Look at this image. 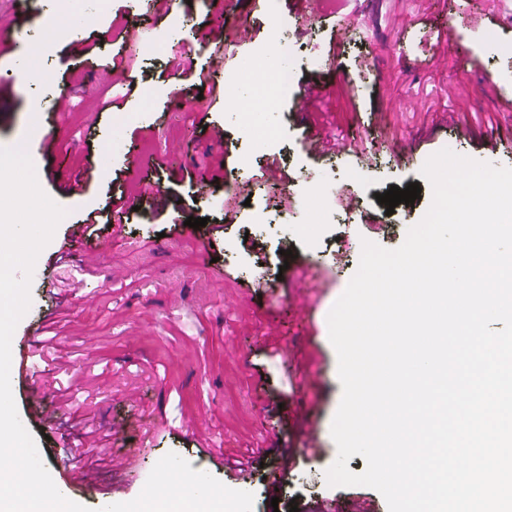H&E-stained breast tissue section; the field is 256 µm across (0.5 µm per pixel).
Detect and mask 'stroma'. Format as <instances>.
Masks as SVG:
<instances>
[{
  "instance_id": "35a3bbf8",
  "label": "stroma",
  "mask_w": 512,
  "mask_h": 512,
  "mask_svg": "<svg viewBox=\"0 0 512 512\" xmlns=\"http://www.w3.org/2000/svg\"><path fill=\"white\" fill-rule=\"evenodd\" d=\"M142 0H0V30L19 31L20 44L0 49V145L25 142L42 190L66 209L55 234L41 251L37 268L74 256L70 225L102 210L110 196L129 198V221L105 226L95 242L111 241L92 276L60 294L32 283L31 305L14 339L39 317L45 335L70 354L68 371L95 394L99 424L112 430L115 460L73 477L56 472L75 502L94 508L135 499L155 464L173 452L192 469L237 488L228 467L247 448L291 449L290 475L264 464L250 476L246 491L252 512H289L288 497L335 498L324 481L337 456L331 437L342 398L336 352L329 340L328 314L356 272L363 241L400 247L409 227L431 202L420 179L426 160L455 144L459 154L495 166L512 167V112L502 95L512 90V0H473L459 28L457 45L441 47L448 0H376L357 34L338 41L336 8L301 22L294 0H280L270 19L263 0H177L173 12L143 14ZM74 15L78 39L55 40L30 70L27 55L46 19ZM223 16L233 34L222 72L209 67V47L196 45L194 58L205 76L234 80L260 60L276 37L321 58L317 68L296 65V86L323 87L310 120L282 100L267 121L278 131L261 144L242 134L243 115L224 109L223 99L200 95L199 77L178 74L183 40L192 30ZM147 30L145 47L131 53L113 36L114 19ZM247 24L251 37L238 42L234 31ZM100 40L91 58L78 51L79 38ZM102 68L116 71L113 83L99 81ZM203 75V76H204ZM68 92L71 110L48 112V102ZM113 99L117 108L104 109ZM41 125L28 126L32 113ZM224 130L222 142L210 138ZM53 133L64 155L58 178L37 151L42 134ZM322 135L328 150L319 157L305 149L310 134ZM183 138L179 157L165 152L167 139ZM149 160L152 182L186 214L223 221V233L174 228L156 216L152 200L136 189L127 168L129 150ZM221 168L220 183L211 180ZM92 170L86 189L69 196L60 180ZM419 183L421 197L383 215L378 194L390 186ZM376 213V226L362 216ZM251 237L264 246L245 252ZM290 250L287 269L280 250ZM251 288L248 308L234 300ZM301 292L305 313L289 311L288 295ZM98 296L85 311L82 297ZM277 324L279 344L265 343L268 324ZM195 356L183 361L185 349ZM54 424L27 423L43 463L62 457L60 434H78L85 410L81 398L60 406L53 389L57 371L50 357H32ZM141 398L145 425L129 429L126 390ZM310 405L311 417L300 412Z\"/></svg>"
}]
</instances>
